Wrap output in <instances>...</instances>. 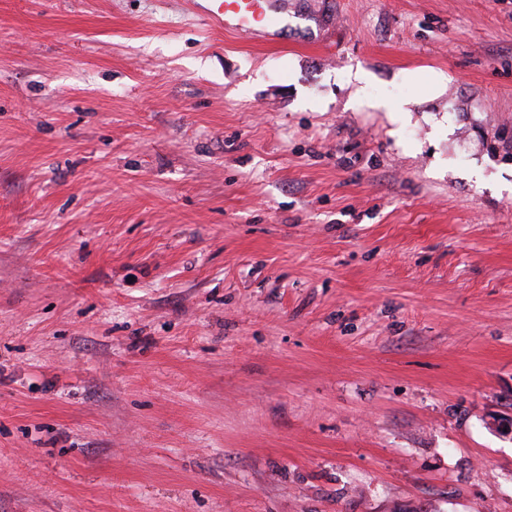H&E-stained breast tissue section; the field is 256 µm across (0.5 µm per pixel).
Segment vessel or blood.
Wrapping results in <instances>:
<instances>
[{
  "mask_svg": "<svg viewBox=\"0 0 512 512\" xmlns=\"http://www.w3.org/2000/svg\"><path fill=\"white\" fill-rule=\"evenodd\" d=\"M201 8L217 27L239 33L260 23L269 36L277 39L282 34V15L288 10V0H202Z\"/></svg>",
  "mask_w": 512,
  "mask_h": 512,
  "instance_id": "vessel-or-blood-1",
  "label": "vessel or blood"
}]
</instances>
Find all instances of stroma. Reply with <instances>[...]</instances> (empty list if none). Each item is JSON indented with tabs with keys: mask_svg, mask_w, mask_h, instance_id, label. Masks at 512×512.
Here are the masks:
<instances>
[{
	"mask_svg": "<svg viewBox=\"0 0 512 512\" xmlns=\"http://www.w3.org/2000/svg\"><path fill=\"white\" fill-rule=\"evenodd\" d=\"M0 0V512H512V0ZM211 22L237 33L250 30L255 23H263L265 33L272 39L280 38L282 13L288 11V0H197Z\"/></svg>",
	"mask_w": 512,
	"mask_h": 512,
	"instance_id": "1",
	"label": "stroma"
}]
</instances>
